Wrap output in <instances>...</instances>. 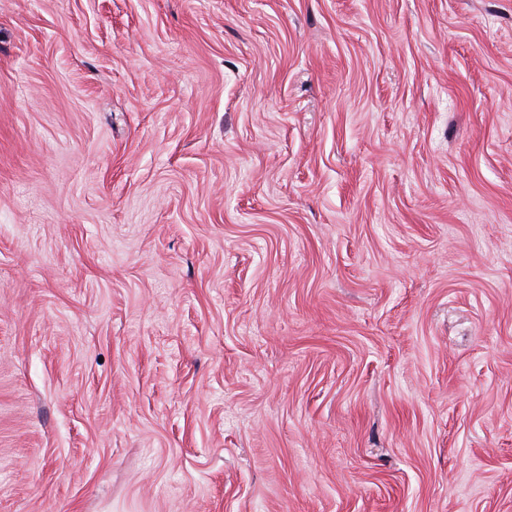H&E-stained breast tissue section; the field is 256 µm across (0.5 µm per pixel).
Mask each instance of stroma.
<instances>
[{
	"label": "stroma",
	"mask_w": 512,
	"mask_h": 512,
	"mask_svg": "<svg viewBox=\"0 0 512 512\" xmlns=\"http://www.w3.org/2000/svg\"><path fill=\"white\" fill-rule=\"evenodd\" d=\"M0 512H512V0H0Z\"/></svg>",
	"instance_id": "35a3bbf8"
}]
</instances>
